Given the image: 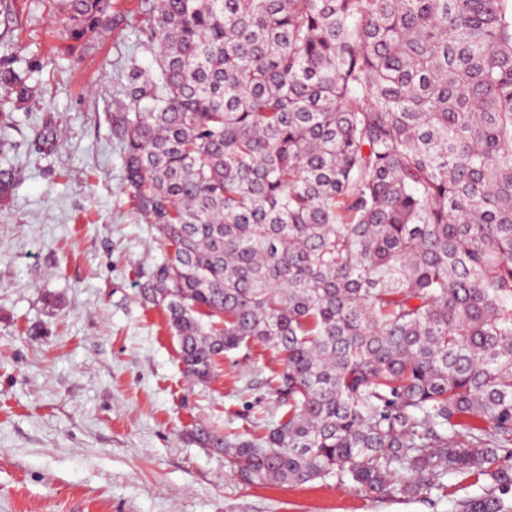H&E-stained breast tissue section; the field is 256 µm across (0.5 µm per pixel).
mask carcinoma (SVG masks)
Masks as SVG:
<instances>
[{"instance_id":"carcinoma-1","label":"carcinoma","mask_w":512,"mask_h":512,"mask_svg":"<svg viewBox=\"0 0 512 512\" xmlns=\"http://www.w3.org/2000/svg\"><path fill=\"white\" fill-rule=\"evenodd\" d=\"M115 7L59 0L67 39ZM137 31L111 125L169 249L151 300L196 384L279 357L262 436L191 439L248 484L454 473L488 481L455 512H512V0H157Z\"/></svg>"}]
</instances>
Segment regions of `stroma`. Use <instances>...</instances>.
Masks as SVG:
<instances>
[{
    "label": "stroma",
    "instance_id": "35a3bbf8",
    "mask_svg": "<svg viewBox=\"0 0 512 512\" xmlns=\"http://www.w3.org/2000/svg\"><path fill=\"white\" fill-rule=\"evenodd\" d=\"M0 7V65L39 87L9 106L0 87V512H450L481 485L376 499L336 478L250 485L189 437H231L281 412L258 345L189 381L148 285L167 250L131 200L110 112L129 59L153 64L137 26L154 0H117L93 41L71 46L52 0ZM60 120L54 151L37 139Z\"/></svg>",
    "mask_w": 512,
    "mask_h": 512
}]
</instances>
